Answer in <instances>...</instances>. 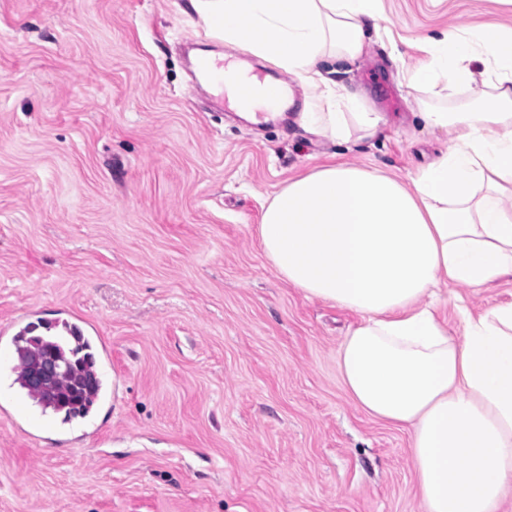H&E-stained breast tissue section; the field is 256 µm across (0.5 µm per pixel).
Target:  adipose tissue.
Segmentation results:
<instances>
[{"label":"adipose tissue","instance_id":"obj_1","mask_svg":"<svg viewBox=\"0 0 512 512\" xmlns=\"http://www.w3.org/2000/svg\"><path fill=\"white\" fill-rule=\"evenodd\" d=\"M383 0H189L208 37L249 54L221 60L224 93L248 121L296 109L307 134L344 144L376 137L382 113L329 77L380 29ZM408 72L425 128L445 150L403 182L328 160L289 178L258 224L262 250L306 297L349 309L337 365L353 402L408 431L426 512H498L512 490V301L472 316L462 339L436 318L441 283L480 287L512 274V28H449L418 39ZM277 77H258L251 59ZM488 90L451 112L429 96L472 82Z\"/></svg>","mask_w":512,"mask_h":512}]
</instances>
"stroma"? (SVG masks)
Masks as SVG:
<instances>
[{"instance_id":"stroma-1","label":"stroma","mask_w":512,"mask_h":512,"mask_svg":"<svg viewBox=\"0 0 512 512\" xmlns=\"http://www.w3.org/2000/svg\"><path fill=\"white\" fill-rule=\"evenodd\" d=\"M385 29L335 79L381 133L332 144L193 93L188 0H0V327L77 324L102 383L62 423L0 341V512H426L406 430L357 408L336 365L356 314L282 280L269 196L329 155L404 179L448 141L405 80L413 44L512 26V0H383ZM194 46H187V39ZM451 335L512 275L442 287Z\"/></svg>"}]
</instances>
